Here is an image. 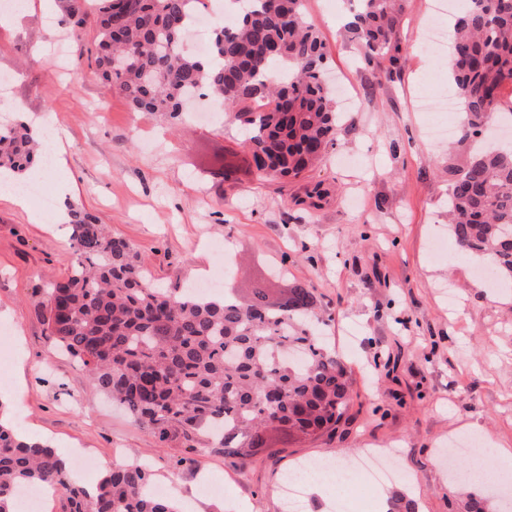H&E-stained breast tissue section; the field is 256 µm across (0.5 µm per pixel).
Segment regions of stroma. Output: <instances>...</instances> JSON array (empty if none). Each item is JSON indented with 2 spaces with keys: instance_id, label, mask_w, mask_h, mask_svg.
<instances>
[{
  "instance_id": "stroma-1",
  "label": "stroma",
  "mask_w": 512,
  "mask_h": 512,
  "mask_svg": "<svg viewBox=\"0 0 512 512\" xmlns=\"http://www.w3.org/2000/svg\"><path fill=\"white\" fill-rule=\"evenodd\" d=\"M434 2L406 0L401 66L389 76L361 57L346 0H306L328 75L356 108L326 160L303 176L243 171L224 184L209 161L242 151L230 119L175 135L110 93L93 69L58 72L47 54L69 31L62 0H27L20 16L0 18V72L13 77L0 124L18 112L36 124L48 116L62 137L54 167L34 179L53 192L68 182L70 199L127 239L160 287L210 275L245 296L260 281L275 303L309 286L354 379L334 438L272 429L266 447L244 456L215 451L205 436L191 448L160 444L47 334L39 305L75 259L68 225L41 221L37 200L1 199L0 403L22 434L66 449L71 461L81 453L148 463L183 512H285L279 487L295 464L344 466L365 448L389 450L399 477L374 493L349 483L350 512L397 494L417 512H471L475 501L483 512H512L500 492L512 466L482 480L465 457V476L454 479L445 455L461 438L488 443L485 465L494 449L512 448V285L479 279L475 261L449 241L450 169L471 148L426 134V100L451 87L447 54L421 47ZM317 183L330 194L313 208L306 193Z\"/></svg>"
}]
</instances>
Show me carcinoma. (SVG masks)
Here are the masks:
<instances>
[{
	"label": "carcinoma",
	"instance_id": "cac0c4a2",
	"mask_svg": "<svg viewBox=\"0 0 512 512\" xmlns=\"http://www.w3.org/2000/svg\"><path fill=\"white\" fill-rule=\"evenodd\" d=\"M199 0H63L76 41L93 29L95 73L134 109L174 123L199 93L247 132L243 154L216 157L211 174L242 170L298 178L336 145L342 120L325 79V47L306 18V0H232L237 25H215L208 58L184 48ZM404 0H359L351 22L367 64L390 75L400 61ZM450 72L462 107L458 142H474L512 83V0H466L451 35ZM44 155L27 122L0 126V172L22 178ZM448 197L458 249L512 282V147L474 149ZM76 260L51 285L46 330L159 443L193 447L207 431L224 452L261 448L266 431L330 435L352 401L336 349L310 322L312 289L297 284L279 303L259 283L242 302L193 288L158 287L131 244L99 218L67 206ZM54 486L60 512H181L149 490L151 473L112 463L95 493L71 478L54 449L0 422V512L15 491Z\"/></svg>",
	"mask_w": 512,
	"mask_h": 512
}]
</instances>
